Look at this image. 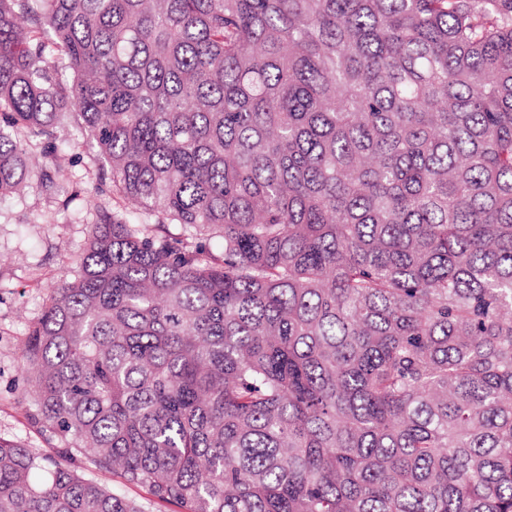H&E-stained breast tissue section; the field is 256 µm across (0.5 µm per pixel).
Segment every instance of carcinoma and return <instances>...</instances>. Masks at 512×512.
Returning a JSON list of instances; mask_svg holds the SVG:
<instances>
[{
  "label": "carcinoma",
  "instance_id": "carcinoma-1",
  "mask_svg": "<svg viewBox=\"0 0 512 512\" xmlns=\"http://www.w3.org/2000/svg\"><path fill=\"white\" fill-rule=\"evenodd\" d=\"M96 142L0 512H512V0H0V198ZM177 232L170 231V225ZM222 240L218 252L207 237ZM84 468V472L86 473L87 477L95 480L107 488L122 490L127 497L147 505L148 512H180L178 511V508L171 505L160 506L154 505L152 503L149 504V496L144 489L138 487L123 486L121 478L116 474H112V471L96 468L89 462L84 463Z\"/></svg>",
  "mask_w": 512,
  "mask_h": 512
}]
</instances>
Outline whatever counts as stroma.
I'll use <instances>...</instances> for the list:
<instances>
[{
  "instance_id": "1",
  "label": "stroma",
  "mask_w": 512,
  "mask_h": 512,
  "mask_svg": "<svg viewBox=\"0 0 512 512\" xmlns=\"http://www.w3.org/2000/svg\"><path fill=\"white\" fill-rule=\"evenodd\" d=\"M64 136L70 141L61 154L64 165L82 174L83 193L93 189L88 168L97 154L95 142L75 137L70 128ZM74 190L66 183L47 194L0 199V437L41 454L54 453L57 442L33 417L22 350L51 287L69 272L88 239V207L83 193Z\"/></svg>"
}]
</instances>
